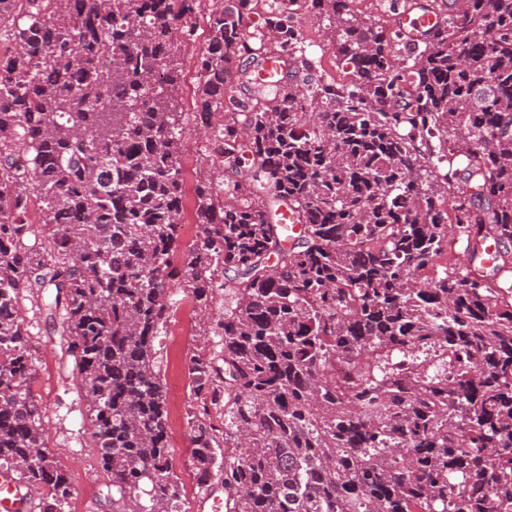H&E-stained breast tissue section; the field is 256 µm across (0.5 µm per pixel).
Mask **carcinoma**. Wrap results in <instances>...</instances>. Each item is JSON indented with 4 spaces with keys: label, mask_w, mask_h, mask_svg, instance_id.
<instances>
[{
    "label": "carcinoma",
    "mask_w": 512,
    "mask_h": 512,
    "mask_svg": "<svg viewBox=\"0 0 512 512\" xmlns=\"http://www.w3.org/2000/svg\"><path fill=\"white\" fill-rule=\"evenodd\" d=\"M195 2L0 0V469L62 512L19 302L47 292L112 491L181 512L155 365L178 288L219 337L189 360V437L226 512H512V0H466L400 59L398 31L305 0L357 74L307 92L296 0H215L195 121L224 183L196 186L176 265Z\"/></svg>",
    "instance_id": "cac0c4a2"
}]
</instances>
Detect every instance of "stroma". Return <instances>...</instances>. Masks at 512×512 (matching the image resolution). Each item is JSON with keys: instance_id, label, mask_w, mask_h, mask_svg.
Returning <instances> with one entry per match:
<instances>
[{"instance_id": "obj_1", "label": "stroma", "mask_w": 512, "mask_h": 512, "mask_svg": "<svg viewBox=\"0 0 512 512\" xmlns=\"http://www.w3.org/2000/svg\"><path fill=\"white\" fill-rule=\"evenodd\" d=\"M298 23L304 36L305 56L311 62L310 71L300 72L298 83L317 79L347 80L350 68L337 64L329 48L330 34L312 13L303 11ZM208 29L201 21L196 39L181 54L178 109L182 111L186 207L194 205V190L198 180L219 182V161L207 158V135L198 129L191 114L194 91L198 83L195 60L206 44ZM21 315L28 329V349L34 368L30 388L42 408L45 440L49 450L67 470L71 495L66 512H122V499L113 498L109 480L99 462V455L90 435L88 406L77 384L78 361L67 350L66 337L60 336L48 314L44 299L26 297L21 301ZM167 335L182 336L177 346L160 344L158 361L164 385L179 384L181 403H168L170 466L181 485L183 512H212L206 499L207 491L219 488V479H212L209 488L195 487L190 482L193 471L189 447L188 414L195 407L188 362L193 354L211 349L215 339L199 333L198 320L191 299H178L166 327Z\"/></svg>"}]
</instances>
